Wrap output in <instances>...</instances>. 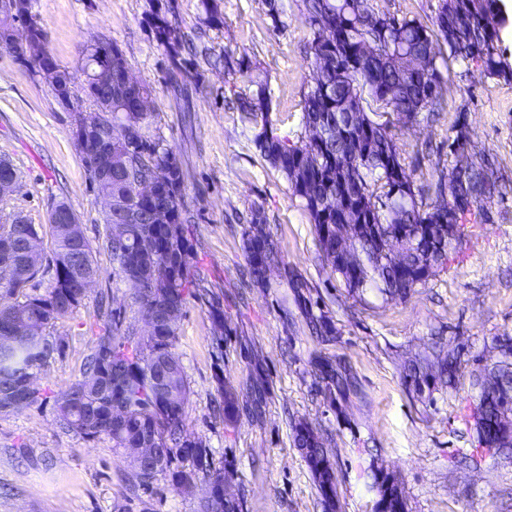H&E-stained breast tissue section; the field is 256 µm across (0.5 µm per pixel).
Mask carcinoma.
<instances>
[{
	"mask_svg": "<svg viewBox=\"0 0 512 512\" xmlns=\"http://www.w3.org/2000/svg\"><path fill=\"white\" fill-rule=\"evenodd\" d=\"M201 23H223L218 5L202 0ZM313 32L310 50L316 70L315 86L304 99L303 125L324 130L319 139L290 138L278 134L271 113L257 110L266 100L260 86L250 97H240L238 111L257 120L261 132L255 144L261 157L287 180L309 212L323 261L339 274L348 291L359 295L375 285L392 300H403L437 270L448 265L455 248L440 254L437 245L447 239L460 243L462 226L488 221L485 203L506 191L496 176L495 161L484 156L465 161L468 139L467 113L459 111L448 135L451 163L434 184L431 203L416 184L414 170L403 163L395 130L418 121L421 113L433 116L442 108L444 75L437 65L434 40L448 47V58L480 70L486 78L512 83V60L500 45L499 32L507 19L499 0H439L434 29L400 19L374 6L373 0H304ZM159 45L174 63L171 87H180L178 72L183 53L213 66L210 49L198 45L183 31L176 7L161 5L149 17ZM42 25L31 13L14 21L13 40L0 37V47L23 61L25 43L38 39ZM378 45L370 58L359 55L365 42ZM89 85L83 95L96 96L93 83L102 67L112 66V110L121 112L120 126H99L98 143L112 150V171L96 183L98 191L127 211L128 219L107 225V249L112 267L124 279H135L132 300L150 334L136 335L121 313L107 302L103 323L95 336L79 378L56 397L57 422L87 438L105 436L115 450L150 448V461L131 469L140 487L158 475L185 493L207 479L208 493L201 512H242V503L224 502V465L215 464L202 439L191 435L186 424L190 395L183 367L176 356L177 323L189 298L205 301L217 346L224 343V299L199 288L191 219L184 200L186 174L173 149L160 138L145 133L148 113L138 110L147 86L130 83L128 64L119 48L112 60L100 59L89 48ZM389 109L394 120L381 122L377 109ZM148 182L153 191L135 197L137 184ZM170 211L165 224L153 221L159 207ZM262 217L251 214L243 249L253 282L262 284L279 263L271 236L253 230ZM356 224L354 245L362 267L349 270L336 253V225ZM38 245L29 247L28 235L15 224H0V254L14 259L10 271L0 275V411H8L16 396L36 372L61 352V343L49 330L69 317L85 299L84 283L96 280L100 268L89 241H84L83 261H75L74 231L69 224L38 226ZM51 239L50 261L43 264L44 235ZM50 274L43 294L29 292L40 275ZM311 335L323 341L336 336V325L326 314H307ZM39 330L28 334L27 328ZM500 377L512 385V338L502 339ZM316 376L329 403L356 388V381L340 373L327 359L317 364ZM407 376L416 390L430 385L428 366L416 361ZM224 420L239 417L237 390L218 381ZM512 394L492 396L478 404L479 419L499 424L503 400ZM294 442L302 449L308 468L322 496L333 508L334 474L317 433L306 422L295 427ZM379 498L399 490L387 473L373 475Z\"/></svg>",
	"mask_w": 512,
	"mask_h": 512,
	"instance_id": "obj_1",
	"label": "carcinoma"
}]
</instances>
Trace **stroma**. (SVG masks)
Returning <instances> with one entry per match:
<instances>
[{
    "instance_id": "stroma-1",
    "label": "stroma",
    "mask_w": 512,
    "mask_h": 512,
    "mask_svg": "<svg viewBox=\"0 0 512 512\" xmlns=\"http://www.w3.org/2000/svg\"><path fill=\"white\" fill-rule=\"evenodd\" d=\"M190 38L214 55L242 60L246 71L199 69L187 57L183 93L169 85L172 62L147 23L152 0H35L47 46L85 83V48L100 38L124 54L131 76L152 91L147 132L171 146L186 173L185 204L193 213L194 246L203 285L224 298V345L216 347L208 308L189 299L178 323L175 351L190 387L187 427L229 470L228 487L243 512H324L294 429L306 422L320 436L335 476L336 512H374L373 474L395 476L406 512H512V451L479 445L474 411L484 368L498 361V338L512 336V192L488 203L490 219L466 225L458 254L446 269L402 301L372 287L349 294L325 265L314 226L285 177L259 155L256 128L230 103L265 85L281 134L302 130L304 97L313 84V38L303 0H217L222 27L206 28L201 0H173ZM444 111L399 131L397 146L420 182L436 180L459 109H466L475 153L494 156L512 184V84L465 71L440 54ZM0 157L22 181L20 193L0 203L34 224H47L57 204L78 216L101 275L83 303L60 323L64 342L35 380L42 403L0 415V512H199L206 491L173 489L160 476L149 491L124 480L130 465L108 438L62 430L55 400L93 345L101 294L112 296L135 331L145 325L129 284L112 269L107 226L77 152L72 117L49 84L0 48ZM259 211L283 265L266 282L245 286L241 218ZM303 278L309 306L296 303L286 276ZM324 313L336 337L312 336L307 314ZM459 353L454 384L432 380L416 392L405 369L418 356ZM321 356L345 366L359 392L329 404L318 391L311 361ZM239 393L236 422L214 411L218 381Z\"/></svg>"
}]
</instances>
